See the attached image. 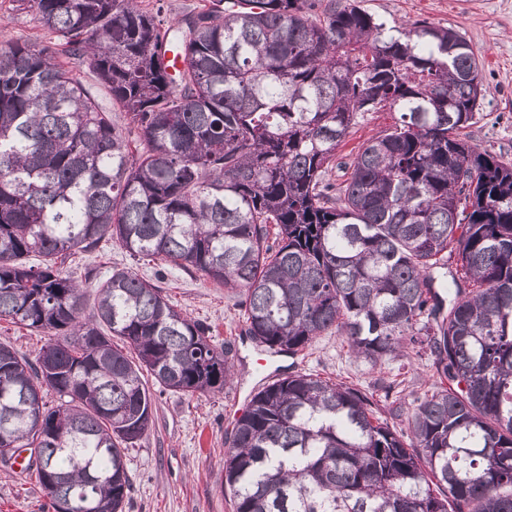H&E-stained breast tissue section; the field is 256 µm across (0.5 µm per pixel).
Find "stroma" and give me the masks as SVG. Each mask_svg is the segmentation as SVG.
Here are the masks:
<instances>
[{"mask_svg": "<svg viewBox=\"0 0 512 512\" xmlns=\"http://www.w3.org/2000/svg\"><path fill=\"white\" fill-rule=\"evenodd\" d=\"M361 8L387 25L418 23L451 28L475 51L482 69L483 100L480 119L468 128L480 150L512 161V0H358ZM393 112H369L360 118L336 158L343 161L358 148L391 127ZM128 269L162 288L170 301L188 317L210 326L215 346L231 343L234 380L223 391L184 395L152 386L153 423L127 452L132 481L125 512H232L224 489V452L236 419L266 376L292 372L320 375L355 386L371 395L378 415L397 431L406 418L390 415L393 402L410 406L427 392L432 369L427 357L408 353L403 362L374 366L349 357L340 337H319L295 357L261 356L253 342L242 336L244 308L240 297L227 294L198 274L154 260H134L112 239H103L89 253L73 257L67 269L93 286L113 270ZM0 512H52L46 492L17 460L0 461Z\"/></svg>", "mask_w": 512, "mask_h": 512, "instance_id": "35a3bbf8", "label": "stroma"}]
</instances>
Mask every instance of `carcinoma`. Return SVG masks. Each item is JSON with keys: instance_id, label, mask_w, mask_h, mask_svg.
<instances>
[{"instance_id": "obj_1", "label": "carcinoma", "mask_w": 512, "mask_h": 512, "mask_svg": "<svg viewBox=\"0 0 512 512\" xmlns=\"http://www.w3.org/2000/svg\"><path fill=\"white\" fill-rule=\"evenodd\" d=\"M8 2L45 41L0 43V321L54 337L33 361L0 343V449H34L53 512H124L144 374L191 395L233 376L231 346L130 271L86 309L61 266L106 237L244 296L268 352L329 334L374 366L407 345L433 360L407 435L356 387L264 385L225 452L233 512H512V164L465 136L483 99L465 38L393 33L355 0H205L182 19L161 0ZM383 110L394 126L336 162ZM398 117L397 112H366L363 118L358 119V124L338 148L336 162L346 161V158L352 153H356L363 143L391 127Z\"/></svg>"}]
</instances>
